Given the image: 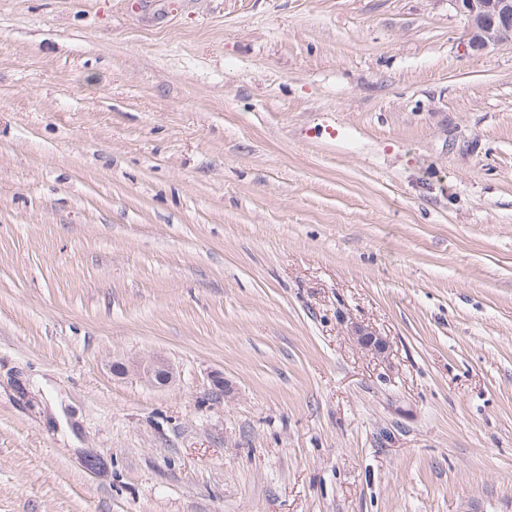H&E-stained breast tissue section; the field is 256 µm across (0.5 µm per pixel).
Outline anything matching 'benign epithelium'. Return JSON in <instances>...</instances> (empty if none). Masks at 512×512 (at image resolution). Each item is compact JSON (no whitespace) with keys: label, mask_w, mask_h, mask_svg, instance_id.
<instances>
[{"label":"benign epithelium","mask_w":512,"mask_h":512,"mask_svg":"<svg viewBox=\"0 0 512 512\" xmlns=\"http://www.w3.org/2000/svg\"><path fill=\"white\" fill-rule=\"evenodd\" d=\"M466 21L468 44L484 49L504 41L512 42V0H451ZM354 339L361 348L382 357L387 351L386 341L374 331L363 327L353 330ZM122 375L130 372L152 385L166 386L173 382L174 373L162 358L148 362H133L118 367Z\"/></svg>","instance_id":"1"}]
</instances>
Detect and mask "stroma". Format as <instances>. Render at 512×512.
I'll return each instance as SVG.
<instances>
[{
	"mask_svg": "<svg viewBox=\"0 0 512 512\" xmlns=\"http://www.w3.org/2000/svg\"><path fill=\"white\" fill-rule=\"evenodd\" d=\"M0 512H512V42L0 0ZM354 339L361 348L370 352L376 357H383L387 351V343L374 331L363 327H355L353 330ZM122 375L133 372L152 385L166 386L173 382L174 373L170 365L162 358H153L148 362H133L130 365L118 366Z\"/></svg>",
	"mask_w": 512,
	"mask_h": 512,
	"instance_id": "obj_1",
	"label": "stroma"
}]
</instances>
